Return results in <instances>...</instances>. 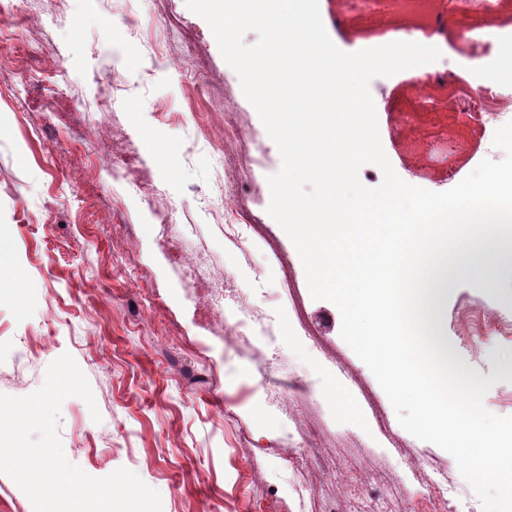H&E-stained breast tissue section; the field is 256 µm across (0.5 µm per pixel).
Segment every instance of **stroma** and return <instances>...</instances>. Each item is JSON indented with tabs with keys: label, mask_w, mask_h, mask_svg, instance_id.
<instances>
[{
	"label": "stroma",
	"mask_w": 512,
	"mask_h": 512,
	"mask_svg": "<svg viewBox=\"0 0 512 512\" xmlns=\"http://www.w3.org/2000/svg\"><path fill=\"white\" fill-rule=\"evenodd\" d=\"M0 33V89L42 59L20 107L0 98V394L24 396L45 381L49 364L70 353L88 378L99 409L93 421L80 398L64 401L59 435L67 459L87 474L136 472L159 491L163 512H299L291 485L311 491L309 512H423L427 462L461 481L455 459L398 422L378 381L341 336L339 309L313 299L298 251L267 213V177L279 151L236 71L185 0H16ZM369 0H319L326 31L356 52L425 31L446 16L444 47L432 51L443 80L425 102L405 75L374 78L382 98L383 148L405 182L444 192L488 151L472 113L455 97L461 77L487 81L486 64L504 63L493 43L483 65L458 51L477 26L512 25V0H471L447 16L445 0L416 11L372 14ZM69 77L67 101L97 95L112 102L104 135L133 146L147 178L134 193L124 165L109 158L87 174L77 148L87 129L70 131L46 111V77ZM245 128L246 144L230 139ZM223 146L234 175V202L256 231L250 260L225 245L207 198L224 181L212 155ZM167 211L160 228L157 214ZM193 225L251 306L271 310L280 328L245 343L226 323L205 316L174 249ZM493 291L458 281L441 316V340L482 376L501 375L484 405L512 416V271L496 273ZM307 333H300L299 324ZM318 350H311V340ZM279 386L284 405L265 388Z\"/></svg>",
	"instance_id": "obj_1"
}]
</instances>
